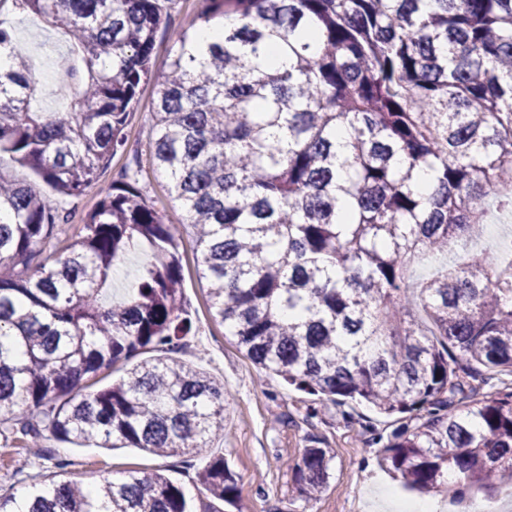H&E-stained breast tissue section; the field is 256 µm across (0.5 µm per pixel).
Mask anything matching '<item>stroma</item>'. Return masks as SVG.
<instances>
[{"mask_svg": "<svg viewBox=\"0 0 512 512\" xmlns=\"http://www.w3.org/2000/svg\"><path fill=\"white\" fill-rule=\"evenodd\" d=\"M20 41L48 42L56 49L47 55L36 77L43 89L36 106L59 112L63 104L49 93L56 54L69 52L71 43L59 30L0 8ZM154 93L145 87L126 128L127 144L103 168L98 184L108 187L128 166L139 169V186L167 221L182 224L183 213L167 191L165 175L150 158L153 137ZM0 175L35 188L59 211L67 214L60 243L45 254L56 258L63 244L71 243L83 226V218L96 200L95 194L71 199L55 192L29 167L9 155L0 156ZM183 264L184 298L193 322L178 356L203 368L224 386V434L193 460L159 457L136 448L106 450L80 448L44 436V459L33 460L23 474L0 465V495L19 497L29 484H51L55 479L98 484L127 470L162 471L179 485L194 512H223L222 502L211 499L199 483L198 473L213 457H224L237 475V501L242 512H403L405 504L437 503L439 495H421L404 488L399 474L382 462L381 450L395 425L373 408L347 402L314 405L312 395L287 385L281 378L256 367L241 352L224 327L207 310V283L200 280L198 252L191 227L184 226L179 241ZM320 442L332 456L325 489L307 501L293 480V467L311 442ZM66 460L64 471L53 467L52 458Z\"/></svg>", "mask_w": 512, "mask_h": 512, "instance_id": "stroma-1", "label": "stroma"}]
</instances>
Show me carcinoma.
I'll list each match as a JSON object with an SVG mask.
<instances>
[{"instance_id":"obj_1","label":"carcinoma","mask_w":512,"mask_h":512,"mask_svg":"<svg viewBox=\"0 0 512 512\" xmlns=\"http://www.w3.org/2000/svg\"><path fill=\"white\" fill-rule=\"evenodd\" d=\"M62 30L57 62L70 111L32 108L37 81L0 18V154L80 198L126 143L141 86L154 88L153 165L195 230L212 319L256 366L315 397L365 402L402 422L383 461L420 492L464 494L512 481V390L466 399L457 371L512 374V262L473 249L411 286L426 257L481 239L487 201L512 211V0H200L224 38L195 66L194 33L156 39L172 0H0ZM288 67L270 61L272 41ZM349 132L337 165L338 131ZM430 168L435 186L414 189ZM65 223L29 186L0 178V435L20 433L21 473L44 433L156 456L199 454L224 431V386L170 357L192 321L183 300L182 225L165 221L126 170L66 255L40 259ZM149 248L133 294L102 303L112 269ZM34 269L25 277L17 266ZM420 305L430 326L416 318ZM124 367L92 389L104 367ZM426 412L427 419L409 422ZM332 457L294 466L315 498ZM204 490L237 507L222 459ZM0 512H188L165 475L130 470L93 489L34 483Z\"/></svg>"}]
</instances>
